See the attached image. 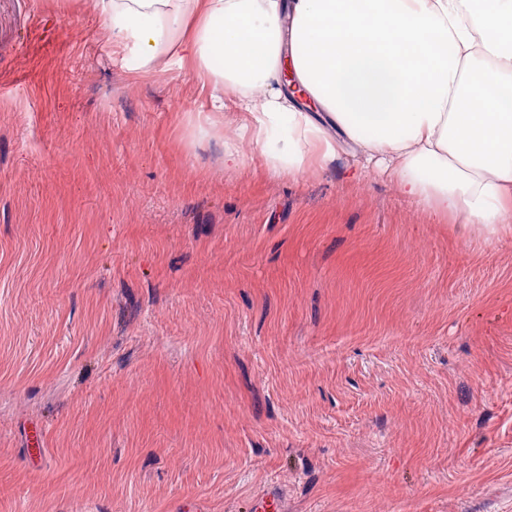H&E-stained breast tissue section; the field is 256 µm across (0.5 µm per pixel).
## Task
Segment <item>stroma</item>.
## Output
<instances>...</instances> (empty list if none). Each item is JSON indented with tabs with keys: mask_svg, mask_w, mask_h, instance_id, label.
<instances>
[{
	"mask_svg": "<svg viewBox=\"0 0 512 512\" xmlns=\"http://www.w3.org/2000/svg\"><path fill=\"white\" fill-rule=\"evenodd\" d=\"M89 6L0 0V512H512V237L225 170Z\"/></svg>",
	"mask_w": 512,
	"mask_h": 512,
	"instance_id": "1",
	"label": "stroma"
}]
</instances>
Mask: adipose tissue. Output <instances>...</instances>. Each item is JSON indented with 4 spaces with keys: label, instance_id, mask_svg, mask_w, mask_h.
Listing matches in <instances>:
<instances>
[{
    "label": "adipose tissue",
    "instance_id": "obj_1",
    "mask_svg": "<svg viewBox=\"0 0 512 512\" xmlns=\"http://www.w3.org/2000/svg\"><path fill=\"white\" fill-rule=\"evenodd\" d=\"M137 71L192 69L234 107L267 175L350 153L401 195L494 243L512 235V0H92Z\"/></svg>",
    "mask_w": 512,
    "mask_h": 512
}]
</instances>
